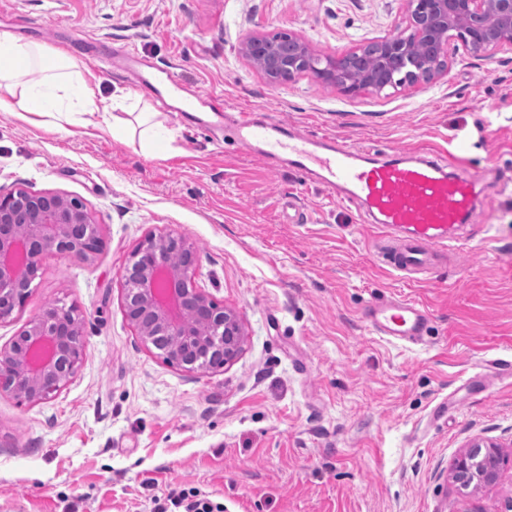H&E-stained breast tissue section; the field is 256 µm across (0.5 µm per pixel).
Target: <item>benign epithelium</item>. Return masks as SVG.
Listing matches in <instances>:
<instances>
[{
	"label": "benign epithelium",
	"mask_w": 512,
	"mask_h": 512,
	"mask_svg": "<svg viewBox=\"0 0 512 512\" xmlns=\"http://www.w3.org/2000/svg\"><path fill=\"white\" fill-rule=\"evenodd\" d=\"M403 17L384 37L322 57L305 39L276 34L247 38L243 56L271 85L311 76L343 93L392 96L407 85L431 83L461 43L477 58L512 51V0H402ZM103 247L99 224L78 199L58 192L0 188V322L20 309L43 259L66 253L87 261ZM198 248L174 232L151 234L121 272L122 309L141 343L180 370L222 369L241 354L238 312L197 286ZM84 319L73 307L52 305L0 346V396L39 404L55 398L85 355ZM505 456L483 438L471 439L451 464L458 493L472 498L497 485Z\"/></svg>",
	"instance_id": "7a95c632"
}]
</instances>
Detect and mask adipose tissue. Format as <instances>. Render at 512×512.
<instances>
[{
	"mask_svg": "<svg viewBox=\"0 0 512 512\" xmlns=\"http://www.w3.org/2000/svg\"><path fill=\"white\" fill-rule=\"evenodd\" d=\"M93 88L85 82L79 65L67 53L9 32H0V110L26 112L58 121L72 114L98 110ZM140 128V145L153 153L168 146L170 133L156 122L153 112H137L132 118H113V136H129Z\"/></svg>",
	"mask_w": 512,
	"mask_h": 512,
	"instance_id": "obj_1",
	"label": "adipose tissue"
}]
</instances>
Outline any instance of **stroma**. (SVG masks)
Segmentation results:
<instances>
[{"label": "stroma", "mask_w": 512, "mask_h": 512, "mask_svg": "<svg viewBox=\"0 0 512 512\" xmlns=\"http://www.w3.org/2000/svg\"><path fill=\"white\" fill-rule=\"evenodd\" d=\"M401 18V0H0V31L131 49L223 96L227 112L256 110L380 159L450 157L483 177L459 249L404 274L357 204L171 112V149L148 155L95 114L58 132L0 110V186L79 198L104 242L86 262L48 256L23 309L0 323L1 346L53 303L85 320L84 359L58 396H0V512H149L152 496L186 482L224 512H468L446 473L476 436L509 456L501 483L479 494L483 512L512 493V51L456 49L434 82L391 97L307 75L271 85L238 52L249 36L285 32L337 56ZM77 59L101 97L133 90L158 107L126 73ZM170 230L198 246L199 286L245 327L238 359L209 374L169 366L123 314V267ZM403 298L430 314L422 343L388 342L363 318Z\"/></svg>", "instance_id": "1"}]
</instances>
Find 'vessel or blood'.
I'll use <instances>...</instances> for the list:
<instances>
[{
	"label": "vessel or blood",
	"mask_w": 512,
	"mask_h": 512,
	"mask_svg": "<svg viewBox=\"0 0 512 512\" xmlns=\"http://www.w3.org/2000/svg\"><path fill=\"white\" fill-rule=\"evenodd\" d=\"M116 62L132 75L136 87L152 89L159 99L175 100L180 120L231 136L241 150L271 165L315 176L341 199L359 203L379 230L404 231L388 254L395 271L429 269L475 206L478 176L448 172L445 164L401 150L379 162L369 149L340 145L329 137L312 138L253 111L231 120L220 96L185 89L170 72L157 78L152 63L130 52ZM367 320L390 342L417 344L428 313L418 302L403 299L373 304Z\"/></svg>",
	"instance_id": "1"
}]
</instances>
